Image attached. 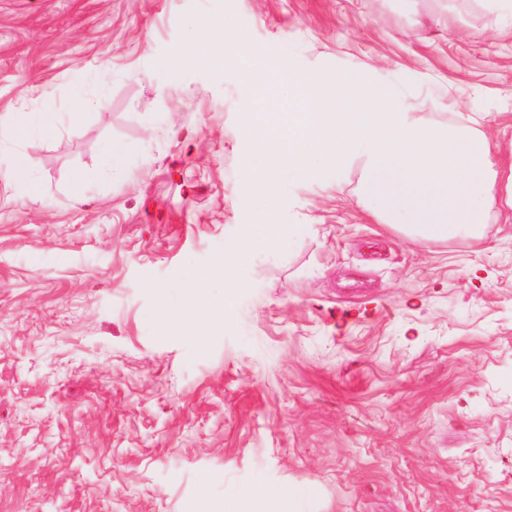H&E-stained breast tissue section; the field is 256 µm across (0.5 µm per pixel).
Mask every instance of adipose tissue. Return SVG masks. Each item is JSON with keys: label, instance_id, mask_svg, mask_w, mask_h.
Segmentation results:
<instances>
[{"label": "adipose tissue", "instance_id": "obj_1", "mask_svg": "<svg viewBox=\"0 0 512 512\" xmlns=\"http://www.w3.org/2000/svg\"><path fill=\"white\" fill-rule=\"evenodd\" d=\"M196 35L156 62L162 73L187 67L241 71L246 95L240 134L247 144L240 194L264 221L255 236L242 227L237 244L211 266L197 271L180 306H161L159 317L172 332L194 330L199 340L223 323L233 307V288L254 250H276L288 236L274 219L279 179L297 173L308 179L340 175L360 164V195L381 224H405L426 241L458 236L481 238L484 226L512 215V149L479 127L464 111L441 120L415 111L365 64L320 66L296 71L265 58L225 17L203 14ZM81 112H44L39 119L16 112L0 118V139L31 131L53 136L60 124H77ZM229 292L211 300V281Z\"/></svg>", "mask_w": 512, "mask_h": 512}]
</instances>
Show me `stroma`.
I'll list each match as a JSON object with an SVG mask.
<instances>
[{"label":"stroma","mask_w":512,"mask_h":512,"mask_svg":"<svg viewBox=\"0 0 512 512\" xmlns=\"http://www.w3.org/2000/svg\"><path fill=\"white\" fill-rule=\"evenodd\" d=\"M203 13L294 68L381 61L430 115L464 103L512 140V33L479 0H0V115L43 112L44 83L87 101L0 141L36 161L0 177V512H222L259 487L297 512H512V221L423 242L368 216L359 167L285 174L288 248L252 254L206 343L165 333L160 304L257 221L242 76H146ZM74 110L72 112H42L39 120L35 123L29 114L24 112H13L4 119L0 118V139H20L29 132L36 129L43 136H53L63 122L71 125L77 124L83 112Z\"/></svg>","instance_id":"35a3bbf8"}]
</instances>
